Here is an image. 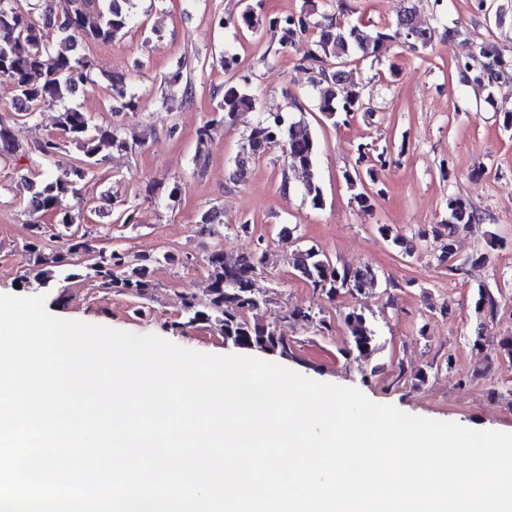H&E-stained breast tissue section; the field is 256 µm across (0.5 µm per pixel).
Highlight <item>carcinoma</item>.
<instances>
[{"label":"carcinoma","instance_id":"obj_1","mask_svg":"<svg viewBox=\"0 0 512 512\" xmlns=\"http://www.w3.org/2000/svg\"><path fill=\"white\" fill-rule=\"evenodd\" d=\"M0 0V81L13 85L16 97L27 101V108L19 116L28 118L40 108L63 102L73 95L76 87L90 81L94 69L93 59L79 50L89 44H106L123 36L133 23L131 0ZM346 0H325L330 11L318 12L316 0H305V10L280 23L270 22V27L280 30L279 42L285 46L297 37L314 36V49L307 59L323 63L334 59L341 67L329 72L320 67L318 81V111L328 120L336 113L347 115L363 111V96L359 86L347 70L350 58L358 54L362 58L376 55L381 43L390 38L385 31L375 29L362 20H347ZM320 15L313 22L311 17ZM396 29L405 36L408 49L417 51L432 44L435 32L413 22V10L407 8L397 16ZM505 67L512 70V55L507 56L494 44L476 43L459 69L469 72L467 78L475 85L489 89L491 84L482 80L489 68ZM113 97L123 101V107L135 109L136 97L127 92L123 79L112 84ZM256 108V98L238 85L222 86L217 103L223 113L220 123L232 125L238 115ZM214 127L210 124L198 131L196 165L204 167L207 155L205 142ZM266 150L283 147L289 165L308 173L303 184L304 196L310 205L319 209L323 205V192L311 174L316 145L304 120L284 124L279 117L254 127L243 152L247 156L241 165L234 166L232 178L242 180L250 163L249 153L254 145ZM82 152L78 162H63L61 157L68 147ZM18 148L11 128L0 123V159L6 158ZM130 150L132 146L121 137L116 127L97 124L78 107L65 106L58 120V134L34 145L30 149L34 168L27 170L25 178L31 184V197L26 208L30 211L50 214L55 218L54 232L39 222L28 225V236L23 249L32 265L33 279L47 283L55 272L65 274V279L97 281L114 292L145 298L154 288L152 279L154 264L158 259L151 255H130L119 250H98L84 237L71 231L77 217L61 209L62 198L82 197L97 169L112 150ZM357 164H369L365 171L354 170L355 176L347 177L350 187L363 183L362 175L374 178L376 166L386 164L387 152L376 155L368 147L357 149ZM448 220L433 228L436 237H447L445 251H454L455 236L459 226L474 224L479 216L472 207L459 198L448 199ZM201 231L221 237L224 227L223 213L214 208L204 211L199 220ZM63 240L59 250L46 251V238ZM293 267L300 277L313 288L333 300L345 290L361 293L372 287L376 275L369 267L338 268L327 258L321 257L313 247H297L291 253ZM267 250L261 248L249 255L228 259L222 247L211 249L204 258L208 269L210 298L201 307L192 296L184 298L185 320L175 324L177 328L217 323L224 338L246 350H262L282 357L292 354V340L284 331L288 318L312 323L316 316L310 310L296 308L274 321L263 324L251 318L268 308L271 300L255 293L253 279L259 268L266 264ZM344 322L352 338L353 350L359 355H369L376 349V334L368 320L360 313L350 312Z\"/></svg>","mask_w":512,"mask_h":512}]
</instances>
